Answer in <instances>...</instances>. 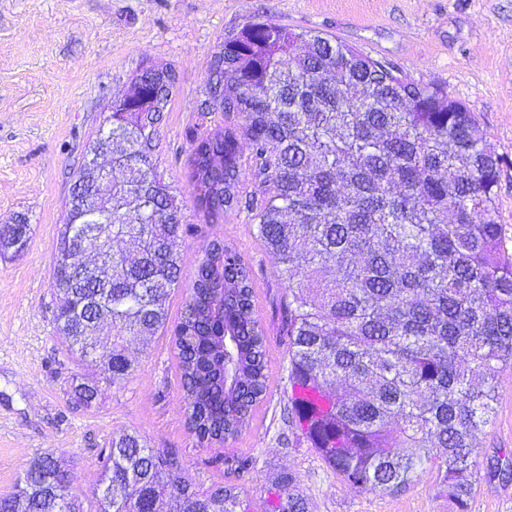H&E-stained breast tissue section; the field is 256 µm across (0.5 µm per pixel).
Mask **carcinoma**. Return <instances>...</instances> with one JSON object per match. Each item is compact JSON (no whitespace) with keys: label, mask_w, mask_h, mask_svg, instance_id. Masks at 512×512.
Here are the masks:
<instances>
[{"label":"carcinoma","mask_w":512,"mask_h":512,"mask_svg":"<svg viewBox=\"0 0 512 512\" xmlns=\"http://www.w3.org/2000/svg\"><path fill=\"white\" fill-rule=\"evenodd\" d=\"M176 75L134 82L136 109L112 106V207L66 212L105 259L76 281L62 249L53 260L55 322L88 364L107 359L112 382L134 371L131 336L169 327L167 301L182 287L185 216L157 170L154 139ZM224 129L192 138L196 198L214 222L254 213L256 236L288 288V422L350 485L398 493L427 465L442 473L451 512H468L472 458L494 413L500 369L512 366V256L503 248L498 185L503 161L473 112L316 32L258 22L224 38L211 62L203 113ZM241 117L242 124L230 121ZM252 146L243 156L240 140ZM249 167L266 184L246 191ZM138 244L131 258L120 247ZM112 331L84 334V317ZM187 424L199 445L237 439L266 397L267 341L253 273L215 236L204 249L173 327ZM93 381L71 400L90 408ZM0 512H76L72 475L51 456ZM98 512H238L236 487L200 493L179 458L130 433L112 434ZM276 512H306L290 475Z\"/></svg>","instance_id":"1"}]
</instances>
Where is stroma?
I'll return each mask as SVG.
<instances>
[{"instance_id":"1","label":"stroma","mask_w":512,"mask_h":512,"mask_svg":"<svg viewBox=\"0 0 512 512\" xmlns=\"http://www.w3.org/2000/svg\"><path fill=\"white\" fill-rule=\"evenodd\" d=\"M271 21L336 37L401 74L445 88L475 113L503 159L499 222L512 252V0H0V224L25 218L26 248L0 255V498L50 454L73 473L88 503L113 433L176 453L197 490L235 484L248 512H272L279 479L296 477L308 512H448L437 473L406 491H365L343 481L288 423V292L254 231V215L214 223L199 208L188 166L206 79L225 37ZM172 68L177 86L159 125L154 157L178 192L188 228L179 242L183 281L215 235L249 262L268 344L270 390L238 439L197 444L186 419L170 334L132 343L135 370L111 383L86 369L56 332L53 256L70 188L113 103L148 66ZM93 378L97 404H73L71 386ZM496 414L474 458L469 512H512V480L490 465L512 453V368L499 374Z\"/></svg>"}]
</instances>
